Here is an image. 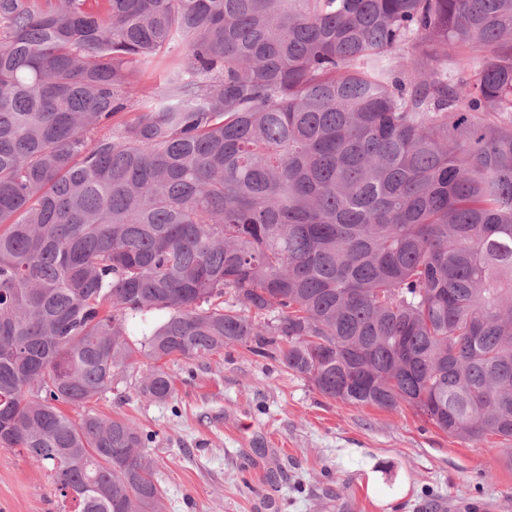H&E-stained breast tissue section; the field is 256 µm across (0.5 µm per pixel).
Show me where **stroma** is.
Instances as JSON below:
<instances>
[{
  "instance_id": "1",
  "label": "stroma",
  "mask_w": 512,
  "mask_h": 512,
  "mask_svg": "<svg viewBox=\"0 0 512 512\" xmlns=\"http://www.w3.org/2000/svg\"><path fill=\"white\" fill-rule=\"evenodd\" d=\"M174 394L137 397L138 372L97 403L156 432L161 512H512L501 440L448 435L408 406L326 398L239 343L167 363ZM45 467L0 448V512H58Z\"/></svg>"
}]
</instances>
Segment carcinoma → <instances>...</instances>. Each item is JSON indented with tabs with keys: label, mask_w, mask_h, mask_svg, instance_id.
<instances>
[{
	"label": "carcinoma",
	"mask_w": 512,
	"mask_h": 512,
	"mask_svg": "<svg viewBox=\"0 0 512 512\" xmlns=\"http://www.w3.org/2000/svg\"><path fill=\"white\" fill-rule=\"evenodd\" d=\"M231 343L512 442V0H0V448L158 512L93 403Z\"/></svg>",
	"instance_id": "1"
}]
</instances>
